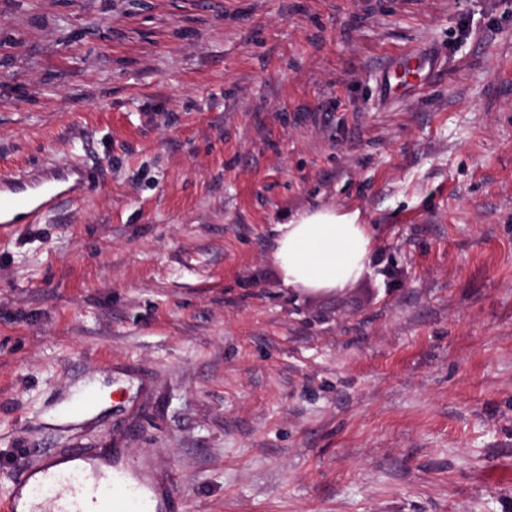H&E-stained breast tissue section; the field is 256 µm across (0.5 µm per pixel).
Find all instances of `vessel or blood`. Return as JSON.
I'll return each instance as SVG.
<instances>
[{"label": "vessel or blood", "mask_w": 512, "mask_h": 512, "mask_svg": "<svg viewBox=\"0 0 512 512\" xmlns=\"http://www.w3.org/2000/svg\"><path fill=\"white\" fill-rule=\"evenodd\" d=\"M90 189L87 171L72 165L67 172L41 165L29 171L0 174V228L42 220L66 204L85 197ZM73 468L58 467L56 452L44 451L35 465L22 466L12 476V494L5 512H164L179 499L176 487L158 491L143 479L140 467L115 466L103 470L97 458L73 450Z\"/></svg>", "instance_id": "1"}]
</instances>
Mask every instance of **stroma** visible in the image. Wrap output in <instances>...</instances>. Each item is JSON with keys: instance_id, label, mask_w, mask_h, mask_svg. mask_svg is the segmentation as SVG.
<instances>
[{"instance_id": "obj_1", "label": "stroma", "mask_w": 512, "mask_h": 512, "mask_svg": "<svg viewBox=\"0 0 512 512\" xmlns=\"http://www.w3.org/2000/svg\"><path fill=\"white\" fill-rule=\"evenodd\" d=\"M46 158L94 184L0 234V503L117 448L173 512H512V0H0V170ZM318 209L376 250L285 288ZM358 212L337 215L317 210L277 224L270 254L288 288L308 290L345 286L365 269L372 248Z\"/></svg>"}]
</instances>
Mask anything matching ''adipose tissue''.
Listing matches in <instances>:
<instances>
[{
    "instance_id": "adipose-tissue-1",
    "label": "adipose tissue",
    "mask_w": 512,
    "mask_h": 512,
    "mask_svg": "<svg viewBox=\"0 0 512 512\" xmlns=\"http://www.w3.org/2000/svg\"><path fill=\"white\" fill-rule=\"evenodd\" d=\"M372 248L358 213L317 210L277 225L270 254L288 288L308 290L345 286L365 269Z\"/></svg>"
}]
</instances>
